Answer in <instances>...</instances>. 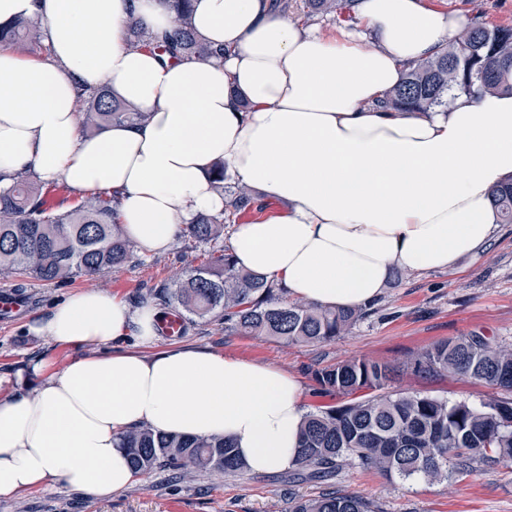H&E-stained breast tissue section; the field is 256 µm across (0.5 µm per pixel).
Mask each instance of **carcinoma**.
<instances>
[{"mask_svg": "<svg viewBox=\"0 0 512 512\" xmlns=\"http://www.w3.org/2000/svg\"><path fill=\"white\" fill-rule=\"evenodd\" d=\"M353 0H304L312 14L330 15L351 9ZM171 34L159 41L143 26L131 25L126 49H150L178 61H224V47L202 40L193 30L191 0H172ZM44 33L33 17H19L0 29V43L34 51L42 48ZM512 94V27L476 24L457 32L434 55L413 61L400 84L378 103L391 111L427 112L448 104L453 92ZM74 109L85 129L96 132L112 123H141L146 114L114 97L108 86L89 92L77 88ZM219 194L229 193L225 211L200 215L183 228L198 242H216L236 224L241 211L262 210L245 186L225 185L224 167L213 181ZM500 223L512 224V182L493 195ZM118 201L106 191L80 196L69 209L46 206L39 178L19 172L0 189V281L22 290L31 282H68L80 276L109 273L146 259L133 247L118 223ZM154 306H180L198 318H219L224 331L264 336L292 344L315 345L350 332L372 309L320 308L287 297L284 285L256 277L236 265L230 249H214L209 260L170 282L148 288ZM414 368L428 374H453L501 391L487 401H449L420 393L381 390L392 368L376 360L341 361L315 371L321 393L348 401L306 415L298 455L289 477L295 482H319L349 464L373 470L389 480L412 478L426 483L471 473L481 464L512 460V344L481 333L441 340L420 354ZM122 447L137 473L156 469L191 478L203 471L235 474L243 463L222 438H192L157 433L139 427L125 433ZM291 512H381L355 493L329 492L293 500Z\"/></svg>", "mask_w": 512, "mask_h": 512, "instance_id": "cac0c4a2", "label": "carcinoma"}]
</instances>
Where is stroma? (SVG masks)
<instances>
[{"label":"stroma","instance_id":"obj_1","mask_svg":"<svg viewBox=\"0 0 512 512\" xmlns=\"http://www.w3.org/2000/svg\"><path fill=\"white\" fill-rule=\"evenodd\" d=\"M435 8L463 16L467 23L512 26V0H426ZM209 245L179 238L164 253H151L143 266H126L104 276H81L65 285L35 284L28 309L11 321H0V398L17 387L15 374L33 360L48 371L59 370L71 355L69 347L35 335L29 326L69 294L106 289L129 307L140 306L150 285L172 281L185 268L200 264ZM371 317L334 341L286 344L257 336L225 332L221 322L194 319L180 344L225 355L267 362L295 374L303 385L305 411L338 404V397L320 395L315 369L353 358L389 364L390 392H420L451 401L476 402L495 396L493 387L456 375L415 373L407 360L434 343L478 332L512 343V224L499 225L476 257L454 268L427 273L396 272L384 294L372 304ZM355 492L383 512H512V461L481 466L450 480H387L370 470L342 467L320 483L288 481L284 474L227 475L199 473L179 482L158 469L124 491L92 499L62 483L0 497V512H289L294 499L325 491Z\"/></svg>","mask_w":512,"mask_h":512}]
</instances>
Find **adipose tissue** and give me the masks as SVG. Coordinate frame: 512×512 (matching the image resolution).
I'll use <instances>...</instances> for the list:
<instances>
[{"label":"adipose tissue","instance_id":"1","mask_svg":"<svg viewBox=\"0 0 512 512\" xmlns=\"http://www.w3.org/2000/svg\"><path fill=\"white\" fill-rule=\"evenodd\" d=\"M169 8L0 0V28L39 18L50 46L43 60L0 48V188L31 170L79 196L112 192L126 238L162 253L184 224L229 207L212 188L223 164L227 182L283 207L236 227L238 267L333 309L368 305L395 272L445 270L489 243L499 223L492 195L512 180V95L459 92L434 112L374 107L406 63L448 43L462 16L422 0H356L360 30L327 36L270 0H193L196 32L223 45V62L127 52L131 23L168 34ZM80 85L108 86L146 120L83 135ZM157 315L89 289L35 321V333L73 354L50 375L32 362L22 388L0 399V496L56 481L90 498L125 490L136 475L121 436L141 426L224 438L251 474L294 466L300 379L204 349L118 350L130 338L153 344Z\"/></svg>","mask_w":512,"mask_h":512}]
</instances>
